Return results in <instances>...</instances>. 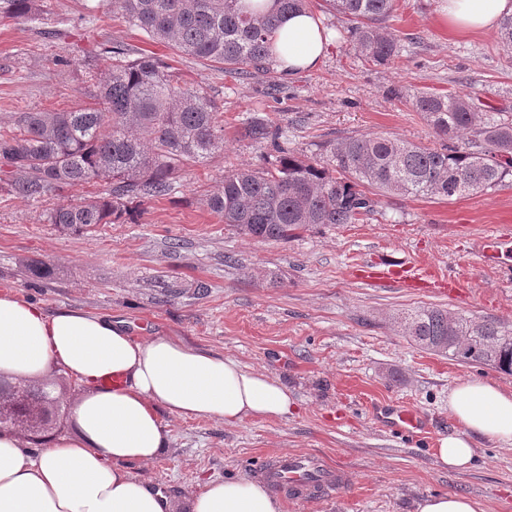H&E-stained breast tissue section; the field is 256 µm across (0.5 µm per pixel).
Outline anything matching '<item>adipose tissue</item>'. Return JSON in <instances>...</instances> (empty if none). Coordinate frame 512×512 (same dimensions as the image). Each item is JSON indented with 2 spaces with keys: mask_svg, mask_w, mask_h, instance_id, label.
Here are the masks:
<instances>
[{
  "mask_svg": "<svg viewBox=\"0 0 512 512\" xmlns=\"http://www.w3.org/2000/svg\"><path fill=\"white\" fill-rule=\"evenodd\" d=\"M512 0H440L439 14L459 33L493 29ZM272 41L296 72L316 67L327 46L311 13L285 17ZM75 380L70 413L77 430L45 437L40 450L20 432L0 430V512H280L256 478L207 479L175 505L131 471L170 445L162 415L215 419H284L294 402L270 374L235 358L201 350L173 335L137 338L124 321L94 310H50L12 291L0 292V377L52 384L55 371ZM122 384L104 386L107 376ZM455 433L440 437L439 464L472 466V438L512 446V391L473 379L448 396Z\"/></svg>",
  "mask_w": 512,
  "mask_h": 512,
  "instance_id": "1",
  "label": "adipose tissue"
}]
</instances>
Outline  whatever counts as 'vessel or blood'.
<instances>
[{"instance_id": "1", "label": "vessel or blood", "mask_w": 512, "mask_h": 512, "mask_svg": "<svg viewBox=\"0 0 512 512\" xmlns=\"http://www.w3.org/2000/svg\"><path fill=\"white\" fill-rule=\"evenodd\" d=\"M502 241L503 237L499 234L481 237L478 257L483 266H497ZM362 277L371 283H400L410 288H422L432 283L445 294L456 293L461 285L457 272L433 268L410 259L376 264L364 271ZM388 418L401 431H421L425 428L424 418L411 410L389 411ZM267 478L272 487L288 492L290 501L305 502L312 499L318 489L338 485L341 472L328 468L320 456L290 453L280 457L276 469L268 473Z\"/></svg>"}]
</instances>
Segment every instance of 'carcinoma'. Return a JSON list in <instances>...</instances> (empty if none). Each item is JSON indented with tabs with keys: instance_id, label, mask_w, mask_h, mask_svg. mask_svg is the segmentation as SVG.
Instances as JSON below:
<instances>
[{
	"instance_id": "cac0c4a2",
	"label": "carcinoma",
	"mask_w": 512,
	"mask_h": 512,
	"mask_svg": "<svg viewBox=\"0 0 512 512\" xmlns=\"http://www.w3.org/2000/svg\"><path fill=\"white\" fill-rule=\"evenodd\" d=\"M42 0H0V20H28ZM264 12L243 0H112V10L151 39L183 55L223 66L230 74L268 72L271 33L309 0H274ZM348 21L350 44L366 61L386 65L398 54L386 21L395 0H331ZM112 64L92 102L64 111H30L0 124V191L40 198L65 188L102 182L77 203H63L46 222L72 231L132 223L144 200L170 194L186 165L224 148V116L209 92L180 82L153 55L130 58L106 49ZM414 109L443 140L429 148L379 135L346 137L323 145L325 159L284 152L272 167L224 172L222 189L207 207L242 234L286 241L309 226L357 224L380 196L441 197L492 189L512 176V121L495 119L468 94L421 91ZM240 135L261 148L281 150L280 128L253 118ZM404 335L421 349L461 364L512 373V326L479 324L440 307L399 317ZM467 336L461 353L457 341ZM59 393L40 384H0V423L27 435L51 428L62 411Z\"/></svg>"
}]
</instances>
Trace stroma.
Segmentation results:
<instances>
[{
    "label": "stroma",
    "instance_id": "stroma-1",
    "mask_svg": "<svg viewBox=\"0 0 512 512\" xmlns=\"http://www.w3.org/2000/svg\"><path fill=\"white\" fill-rule=\"evenodd\" d=\"M90 2L44 0L36 21H0V118L88 103L82 68L61 69L54 58L85 57L104 72L112 63L106 47L122 46L134 58L164 59L182 81L208 90L224 114V149L189 167L170 196L145 201L134 224L72 233L46 223V212L77 201L82 187L38 199L0 194V291L51 310L93 309L126 321L135 337L173 334L234 357L277 378L296 405L288 418L235 426L166 417L168 451L134 465L135 474L178 499L201 479L251 477L257 463L315 453L344 467L346 482L314 502H282L281 512H414L417 500L448 493L473 497L483 512H512V446L475 437V464L462 472L442 469L434 455L437 439L456 429L448 412L455 385L482 379L511 391L512 374L417 348L394 321L438 306L512 323V284L481 266L473 249L493 227L512 236V176L449 200L382 196L364 221L301 229L284 242L238 233L204 203L226 169L275 163L278 151L237 135L253 116L278 124L281 149L317 157L326 141L349 136L439 146L408 100L420 90L469 94L488 112L512 115V48L494 30L451 31L438 0H397L388 29L398 55L375 65L354 50L328 0H312L328 36L320 63L238 76L153 41L111 5L88 11ZM386 257L453 268L472 291L373 288L354 277L355 267ZM27 259L45 262L49 278L30 281ZM381 405L420 413L426 432L385 431L373 415Z\"/></svg>",
    "mask_w": 512,
    "mask_h": 512
}]
</instances>
